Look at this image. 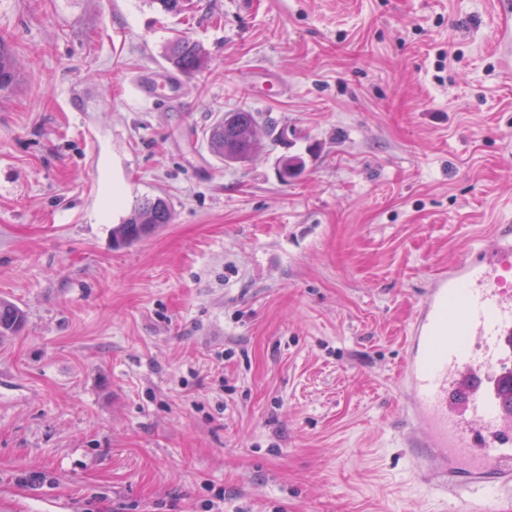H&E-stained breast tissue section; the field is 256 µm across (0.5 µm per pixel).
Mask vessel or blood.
<instances>
[{"label": "vessel or blood", "mask_w": 512, "mask_h": 512, "mask_svg": "<svg viewBox=\"0 0 512 512\" xmlns=\"http://www.w3.org/2000/svg\"><path fill=\"white\" fill-rule=\"evenodd\" d=\"M145 101L176 94L173 77H142ZM512 225L432 278L404 339L397 380L405 457L418 478L454 500L453 512H490L471 490L512 492Z\"/></svg>", "instance_id": "1"}]
</instances>
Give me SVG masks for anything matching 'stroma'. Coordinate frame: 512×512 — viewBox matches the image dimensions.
<instances>
[{"label": "stroma", "mask_w": 512, "mask_h": 512, "mask_svg": "<svg viewBox=\"0 0 512 512\" xmlns=\"http://www.w3.org/2000/svg\"><path fill=\"white\" fill-rule=\"evenodd\" d=\"M185 5L0 0V512H443L395 377L431 279L512 225V0ZM177 34L210 66L143 102ZM16 74L15 59L0 39V91L7 90L13 85ZM258 113L246 110L226 112L206 133L210 152L226 164L250 161L257 150ZM171 221L172 213L164 198L145 199L137 204L123 224L113 225L112 243L115 246L131 245L151 235L160 224ZM23 319V313L18 307L0 300V337L19 331L23 325Z\"/></svg>", "instance_id": "stroma-1"}]
</instances>
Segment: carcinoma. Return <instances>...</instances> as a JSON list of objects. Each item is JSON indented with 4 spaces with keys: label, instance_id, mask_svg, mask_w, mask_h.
Listing matches in <instances>:
<instances>
[{
    "label": "carcinoma",
    "instance_id": "obj_1",
    "mask_svg": "<svg viewBox=\"0 0 512 512\" xmlns=\"http://www.w3.org/2000/svg\"><path fill=\"white\" fill-rule=\"evenodd\" d=\"M163 57L173 71L183 75L201 73L208 68V57L203 47L187 35L170 40L164 47ZM15 80V59L0 39V91L10 88ZM258 120L256 112L224 113L206 133L210 152L228 165L250 161L257 150ZM302 170L301 159L290 157L283 163L280 177L286 183L298 177ZM171 221L172 213L164 198L145 199L137 204L123 223L112 226V243L116 246L131 245L151 235L159 225ZM22 325V311L0 300V337L19 331Z\"/></svg>",
    "mask_w": 512,
    "mask_h": 512
}]
</instances>
